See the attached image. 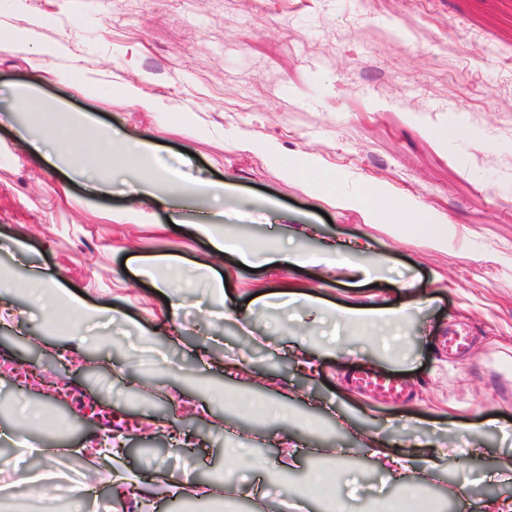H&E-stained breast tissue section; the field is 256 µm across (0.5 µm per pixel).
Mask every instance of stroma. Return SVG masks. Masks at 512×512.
<instances>
[{
	"label": "stroma",
	"instance_id": "obj_1",
	"mask_svg": "<svg viewBox=\"0 0 512 512\" xmlns=\"http://www.w3.org/2000/svg\"><path fill=\"white\" fill-rule=\"evenodd\" d=\"M20 29L29 48L0 53V277L20 284L12 255L55 269L103 315L53 324L24 293L0 324V428L23 433L36 454L16 460L0 444V512L44 462L38 451L92 438L85 412L92 398L110 405L131 451L121 460L60 454L54 465L72 487L93 488L110 512H139L117 500L112 471L173 476L197 499L161 497L151 512H297L313 469L328 472L346 512H386L392 498H421L433 512H495L512 497V476L490 473L512 460V0H0V30ZM59 44L62 58L40 56ZM90 66V92L50 78L45 69ZM189 102L216 133L200 135L172 112L140 111L119 90ZM33 85L46 103H62L53 126L73 114L123 128L157 145V163L190 178L240 176L241 221L228 236L262 251L290 243L308 254L335 242V266L250 272L216 256L190 225L220 200L192 201L187 227L173 230L164 210L144 223L120 220L127 185L137 177L95 160L108 183L96 194L66 162L35 159L19 139L28 114L6 95ZM277 137L288 152L322 155L338 180L313 197L306 177L284 178L258 155L235 149L236 131ZM388 182L452 226L436 248L416 225L365 223L337 209L336 196L364 181ZM309 238L289 241L291 227ZM179 256L184 271L160 292L138 275L145 259ZM213 267L205 274L203 264ZM374 270L365 279L361 268ZM226 279L223 297L212 282ZM295 284L303 300L265 309L263 296ZM182 305L172 310V296ZM401 306L409 318L398 337L365 325H314L324 304ZM463 330V355L438 349L444 333ZM305 338L317 361L300 373L288 346ZM138 361L128 372L124 360ZM210 361L211 369L199 366ZM38 366L68 384L67 403H41L17 371ZM394 376L410 397L402 404L361 391L359 366ZM279 400L278 420L245 411L239 396ZM43 406L42 429H29L21 402ZM407 454V470H381L373 450ZM268 466L263 496L246 494Z\"/></svg>",
	"mask_w": 512,
	"mask_h": 512
}]
</instances>
